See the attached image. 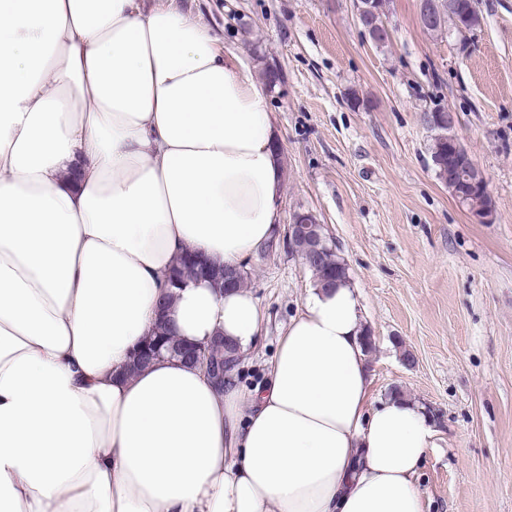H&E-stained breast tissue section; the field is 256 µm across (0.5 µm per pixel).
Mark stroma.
<instances>
[{"instance_id": "stroma-1", "label": "stroma", "mask_w": 512, "mask_h": 512, "mask_svg": "<svg viewBox=\"0 0 512 512\" xmlns=\"http://www.w3.org/2000/svg\"><path fill=\"white\" fill-rule=\"evenodd\" d=\"M222 50L279 65L268 102L281 131L285 226L308 211L349 268L366 327L373 399L391 388L433 407L437 445L416 487L423 512H512V0H477L470 32H428L418 0H388L375 45L353 0H182ZM488 182L480 224L435 173L426 114ZM265 321L239 379L262 386L312 272L283 229L248 268ZM412 352L414 366L402 361Z\"/></svg>"}]
</instances>
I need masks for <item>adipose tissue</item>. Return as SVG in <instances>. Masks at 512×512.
Here are the masks:
<instances>
[{
  "label": "adipose tissue",
  "mask_w": 512,
  "mask_h": 512,
  "mask_svg": "<svg viewBox=\"0 0 512 512\" xmlns=\"http://www.w3.org/2000/svg\"><path fill=\"white\" fill-rule=\"evenodd\" d=\"M266 89L177 0H0V512H422L437 430L371 399L351 283L311 289L254 390L128 365L184 254L243 267L283 193ZM180 340L253 345L191 280Z\"/></svg>",
  "instance_id": "1"
}]
</instances>
